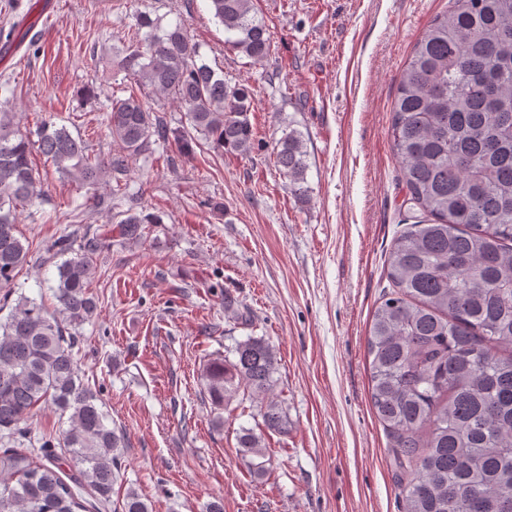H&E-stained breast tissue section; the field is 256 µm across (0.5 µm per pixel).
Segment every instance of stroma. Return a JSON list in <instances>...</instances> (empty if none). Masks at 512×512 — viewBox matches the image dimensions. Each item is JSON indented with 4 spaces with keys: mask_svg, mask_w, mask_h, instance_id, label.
I'll return each mask as SVG.
<instances>
[{
    "mask_svg": "<svg viewBox=\"0 0 512 512\" xmlns=\"http://www.w3.org/2000/svg\"><path fill=\"white\" fill-rule=\"evenodd\" d=\"M0 0V102L19 127L66 126L100 156L113 143V97L130 90L112 70L138 14L183 24L229 84L249 88L255 148L214 151L196 138L140 157L127 206L156 216L142 241L112 244L116 210L97 205L42 155L43 202L20 229L27 264L16 293L54 308L55 264L66 234L100 239L91 291L99 315L75 337L80 375L125 435L112 492L153 512H402L391 441L369 394L372 312L391 289L385 253L412 218L390 140L402 65L449 0H253L272 38L254 61L226 46L208 0ZM300 132L307 194L292 195L273 163L275 142ZM235 301L244 319L224 313ZM261 337L278 359L276 392L288 432L268 438L266 473L237 443L256 407L230 405L216 425L201 377L209 355Z\"/></svg>",
    "mask_w": 512,
    "mask_h": 512,
    "instance_id": "obj_1",
    "label": "stroma"
}]
</instances>
